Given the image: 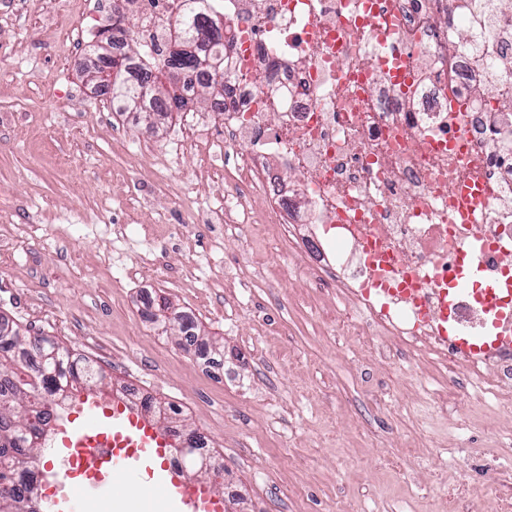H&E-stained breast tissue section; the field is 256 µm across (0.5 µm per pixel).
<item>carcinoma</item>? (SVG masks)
<instances>
[{"instance_id": "carcinoma-1", "label": "carcinoma", "mask_w": 512, "mask_h": 512, "mask_svg": "<svg viewBox=\"0 0 512 512\" xmlns=\"http://www.w3.org/2000/svg\"><path fill=\"white\" fill-rule=\"evenodd\" d=\"M166 54L160 60L172 68L206 74L214 63L224 62V32L212 23L209 13L186 8L171 26L165 44ZM98 63L89 72L91 81L112 91V103L121 111L139 110L159 117L171 114V108L198 93V89L224 87V84L202 80L198 88L166 84L160 75L148 79L144 65L132 68L128 59L97 55ZM146 56L148 61H156ZM115 74L113 80L101 81L102 74ZM180 330L186 344L195 347V353L205 358L208 345L199 340L198 325L187 315L178 316ZM97 376L94 361L87 357H73L63 346L45 338L43 347H33L22 340L18 327L10 321H0V472L15 470L21 459L40 448V424L50 414L51 405L41 396L42 389L51 393L64 392L78 383L93 387ZM24 406L28 417L16 422L15 411ZM33 490L25 479L18 476V487L9 495L0 494V512H35Z\"/></svg>"}]
</instances>
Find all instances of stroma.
I'll return each mask as SVG.
<instances>
[{
    "instance_id": "35a3bbf8",
    "label": "stroma",
    "mask_w": 512,
    "mask_h": 512,
    "mask_svg": "<svg viewBox=\"0 0 512 512\" xmlns=\"http://www.w3.org/2000/svg\"><path fill=\"white\" fill-rule=\"evenodd\" d=\"M0 0V314L94 359L96 391L127 396L178 446L187 433L220 454L211 486L239 512H512V406L484 405L432 356L394 365L398 339L352 336L333 290L294 267L267 220L232 231L185 211L224 202L220 91L150 125L120 112L87 76L67 33L79 4ZM158 244L143 263L144 230ZM191 315L218 362L158 332L146 301ZM83 392L55 407L40 473L61 470V429Z\"/></svg>"
}]
</instances>
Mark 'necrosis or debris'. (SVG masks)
I'll return each instance as SVG.
<instances>
[{"instance_id":"1","label":"necrosis or debris","mask_w":512,"mask_h":512,"mask_svg":"<svg viewBox=\"0 0 512 512\" xmlns=\"http://www.w3.org/2000/svg\"><path fill=\"white\" fill-rule=\"evenodd\" d=\"M214 2L233 74L218 107L224 217L248 223L247 194L263 195L289 253L359 330L462 369L501 405L512 342L464 352L454 339L494 332L484 292L512 282V0ZM122 3L150 51L185 9ZM464 185L485 198L470 218L453 206Z\"/></svg>"}]
</instances>
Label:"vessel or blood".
<instances>
[{
	"instance_id": "obj_1",
	"label": "vessel or blood",
	"mask_w": 512,
	"mask_h": 512,
	"mask_svg": "<svg viewBox=\"0 0 512 512\" xmlns=\"http://www.w3.org/2000/svg\"><path fill=\"white\" fill-rule=\"evenodd\" d=\"M81 415L83 424L62 438L68 472L80 477L63 498L66 512H86L91 500H112L138 486L157 499L159 512H214L209 492L187 491L176 468L160 467L151 482L142 483L143 462L163 457L166 446L146 420L120 406L104 409L94 394L86 396Z\"/></svg>"
}]
</instances>
